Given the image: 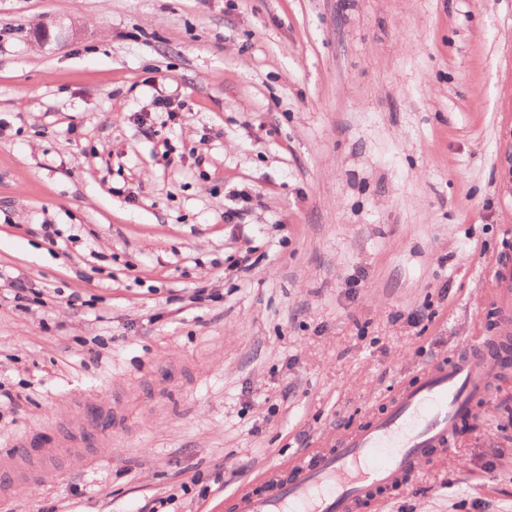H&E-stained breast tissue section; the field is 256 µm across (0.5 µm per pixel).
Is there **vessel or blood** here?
Returning <instances> with one entry per match:
<instances>
[{"label": "vessel or blood", "instance_id": "obj_1", "mask_svg": "<svg viewBox=\"0 0 512 512\" xmlns=\"http://www.w3.org/2000/svg\"><path fill=\"white\" fill-rule=\"evenodd\" d=\"M497 309L502 335L512 334V259L498 262ZM496 365L486 349L468 347L432 363L400 389L387 412L310 449L285 467L261 470L232 494L233 512H360L378 490L406 491L423 464L450 448L458 419L488 394Z\"/></svg>", "mask_w": 512, "mask_h": 512}]
</instances>
